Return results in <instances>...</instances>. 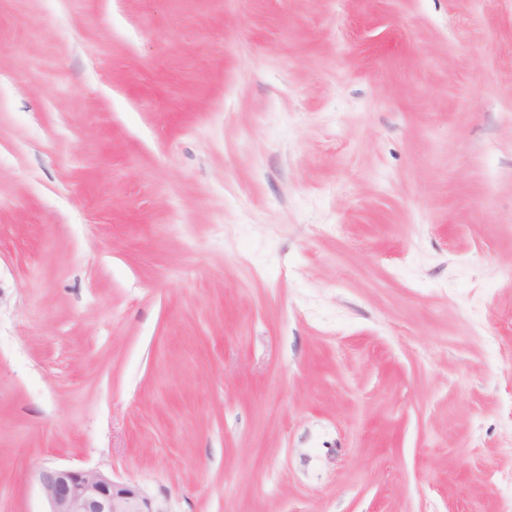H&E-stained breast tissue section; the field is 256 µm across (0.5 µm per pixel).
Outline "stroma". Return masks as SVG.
<instances>
[{
  "instance_id": "stroma-1",
  "label": "stroma",
  "mask_w": 512,
  "mask_h": 512,
  "mask_svg": "<svg viewBox=\"0 0 512 512\" xmlns=\"http://www.w3.org/2000/svg\"><path fill=\"white\" fill-rule=\"evenodd\" d=\"M512 512V0H0V512ZM39 485L46 512H169L164 500L96 469L48 467L40 472Z\"/></svg>"
}]
</instances>
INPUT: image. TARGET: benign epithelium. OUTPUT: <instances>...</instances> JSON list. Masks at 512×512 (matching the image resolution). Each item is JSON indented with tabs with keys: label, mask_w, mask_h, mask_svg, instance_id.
<instances>
[{
	"label": "benign epithelium",
	"mask_w": 512,
	"mask_h": 512,
	"mask_svg": "<svg viewBox=\"0 0 512 512\" xmlns=\"http://www.w3.org/2000/svg\"><path fill=\"white\" fill-rule=\"evenodd\" d=\"M39 485L48 512H168L165 501L96 469L48 467Z\"/></svg>",
	"instance_id": "1"
}]
</instances>
